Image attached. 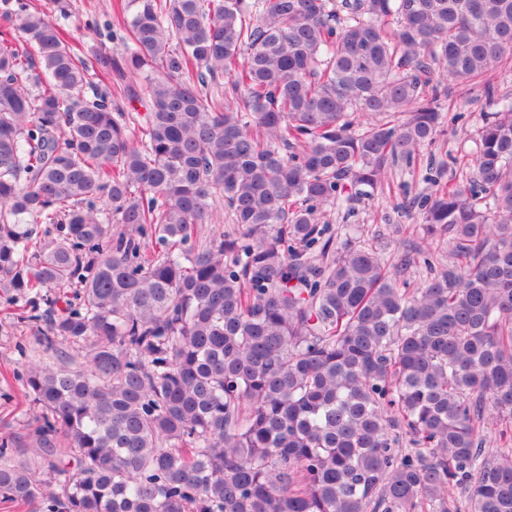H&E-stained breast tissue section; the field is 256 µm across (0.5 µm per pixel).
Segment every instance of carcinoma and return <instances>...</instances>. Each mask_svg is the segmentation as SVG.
<instances>
[{"mask_svg": "<svg viewBox=\"0 0 512 512\" xmlns=\"http://www.w3.org/2000/svg\"><path fill=\"white\" fill-rule=\"evenodd\" d=\"M119 7L115 57L70 0H0V298L55 359L17 373L40 415L0 498L512 512V101L486 87L469 179L395 206L448 262L330 222L435 143L442 81L512 54V0ZM217 203L235 228L203 237Z\"/></svg>", "mask_w": 512, "mask_h": 512, "instance_id": "obj_1", "label": "carcinoma"}]
</instances>
